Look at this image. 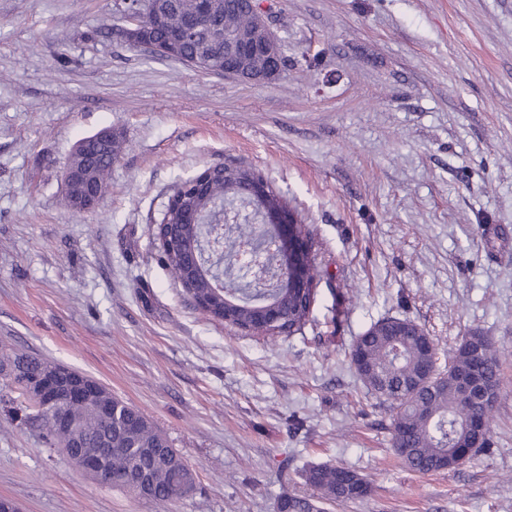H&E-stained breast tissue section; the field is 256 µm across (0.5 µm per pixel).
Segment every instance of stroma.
I'll return each instance as SVG.
<instances>
[{
	"label": "stroma",
	"instance_id": "1",
	"mask_svg": "<svg viewBox=\"0 0 512 512\" xmlns=\"http://www.w3.org/2000/svg\"><path fill=\"white\" fill-rule=\"evenodd\" d=\"M261 6L288 68L255 85L130 47L114 0H0V347L97 379L197 481L167 504L100 483L0 404V498L21 512H279L315 498L304 473L329 464L372 491L326 512H512V0ZM105 127L120 157L78 215L63 170ZM231 160L319 243L328 276L303 333L264 340L203 316L159 260L152 231L175 185ZM390 317L439 353L477 333L500 357L491 445L457 469H408L393 409L350 363Z\"/></svg>",
	"mask_w": 512,
	"mask_h": 512
}]
</instances>
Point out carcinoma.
<instances>
[{
    "instance_id": "obj_1",
    "label": "carcinoma",
    "mask_w": 512,
    "mask_h": 512,
    "mask_svg": "<svg viewBox=\"0 0 512 512\" xmlns=\"http://www.w3.org/2000/svg\"><path fill=\"white\" fill-rule=\"evenodd\" d=\"M143 1L150 8L145 39L158 46L171 31L205 14L204 25L194 38L179 44L172 55L159 54L161 58L190 69L202 63L205 74L223 76L243 68L257 77L259 84L278 79L287 66L281 44L256 22L254 8L260 7L259 0H121L116 9L123 14L135 13ZM119 154L120 140L114 135L104 143L90 136L76 142L67 162V167L78 174V180L66 187L70 210L82 212L81 199L89 189L107 187V177ZM260 178L253 167L224 165V176L211 179L204 193L189 201L191 208L204 213L205 223L181 224L178 248L162 252V257L173 279L185 284L196 297L209 296L215 280L224 278V291L232 301L224 310V324L253 335L279 336L268 326L252 325V306L284 299L281 328L292 336L302 333L309 321L316 288L323 279L317 263L311 265V287L304 296L290 291L283 297L276 272L270 285L243 283L234 273L233 259L241 243L251 242L259 249L268 246L260 230L259 208L247 194L248 183ZM219 222L230 225L224 236L223 265L211 261L207 273L186 279L190 250L203 238L206 225ZM433 345L434 339L419 325L399 332L384 319L358 336L350 352V363L367 388L396 410V453L407 467L423 474L455 469L459 458H470L476 449L489 445L493 407L465 397L460 377L474 374L494 387L500 383L499 358L485 337H465L444 367L439 365ZM5 361L15 376L1 374L0 378L16 386L54 365L51 360L1 350L0 363ZM30 407L43 443L75 467H81L90 453L103 451L116 477L115 485L138 497L165 503L195 491L194 471L168 438L137 408L113 396L102 384L90 389L82 401L68 404L64 425L52 422L37 404ZM476 419L484 423L480 434L469 429ZM132 467L147 473L148 486L125 480ZM305 478L318 491V499L336 504L363 498L371 491L366 478L338 465H313L305 471ZM280 512H320V507L313 500L292 497L281 502Z\"/></svg>"
}]
</instances>
